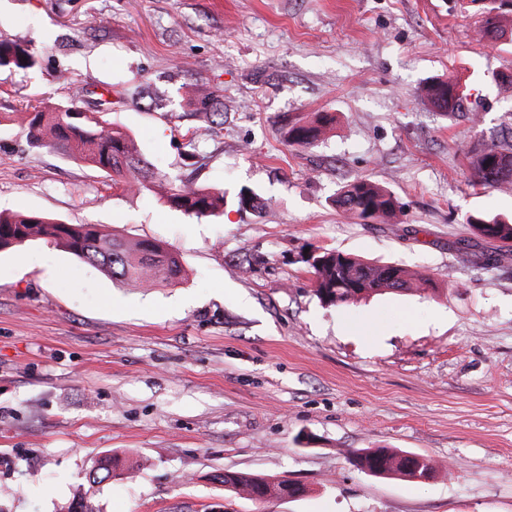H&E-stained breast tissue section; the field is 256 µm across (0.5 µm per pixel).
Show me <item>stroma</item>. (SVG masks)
Returning <instances> with one entry per match:
<instances>
[{"label": "stroma", "mask_w": 512, "mask_h": 512, "mask_svg": "<svg viewBox=\"0 0 512 512\" xmlns=\"http://www.w3.org/2000/svg\"><path fill=\"white\" fill-rule=\"evenodd\" d=\"M470 0H0V210L157 241L186 278L132 288L53 246L0 253V512H67L101 459L99 512H512V253H466L467 215L512 217V189L475 184L474 149L512 129V43L480 37ZM455 74L458 115L423 95ZM218 91L204 126L186 85ZM77 96L161 171L222 189L196 219L159 195L31 148L27 101ZM335 114L323 142L289 123ZM200 137V158L183 155ZM366 177L397 222L342 214ZM249 188L263 212L238 211ZM321 246L431 275L437 292L323 306L302 261ZM383 446L431 459L423 482L348 460ZM287 477L263 505L224 472ZM37 56L21 46L0 42V67L10 66L20 70L33 69L37 65ZM331 118L327 114L318 116L314 124L295 123L288 127V145L309 147L318 140L323 128L330 124Z\"/></svg>", "instance_id": "35a3bbf8"}]
</instances>
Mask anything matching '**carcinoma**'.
I'll return each instance as SVG.
<instances>
[{
    "label": "carcinoma",
    "instance_id": "carcinoma-1",
    "mask_svg": "<svg viewBox=\"0 0 512 512\" xmlns=\"http://www.w3.org/2000/svg\"><path fill=\"white\" fill-rule=\"evenodd\" d=\"M512 0L481 3L480 34L496 41L505 35L499 15ZM37 65L35 52L18 45L0 42V67L29 70ZM426 96L442 109L460 104L463 92L458 81L448 79L429 84ZM185 97L204 122L224 115L223 103L206 86H187ZM31 146L56 149L74 161L90 165L132 191L159 189L161 198L171 207L195 217H209L224 208V191L203 188L154 170L125 132L105 125L101 116L87 118L84 108L72 97L48 106H34L26 113ZM331 118L321 114L313 124L295 123L288 127V145L309 147ZM475 182L489 188H512V140L486 145L477 150L470 161ZM343 214L368 221H392L402 209L398 199L367 179L356 178L344 185L335 200ZM238 209L257 211L262 199L244 189L237 196ZM482 240L497 244L495 250L483 254L487 264H494L503 251H512V220L470 214L466 218ZM43 241L63 248L77 258L100 268L125 285L148 288L171 285L186 278L180 257L162 244L108 233L96 224H68L57 217L40 213L0 212V253L16 250L30 242ZM313 275L315 295L328 307L356 303L381 292L425 293L432 285L427 275L413 274L397 264H375L349 254L320 246L313 247L303 258ZM415 460L419 474L432 478L437 467L421 455L393 451L388 448H353L350 463L373 477L399 478L412 481L416 472L408 468ZM117 460H105L89 474L93 486L106 480ZM284 481L238 472L224 473L225 489L259 504L278 498ZM69 512H96L95 502L86 491L76 495Z\"/></svg>",
    "mask_w": 512,
    "mask_h": 512
}]
</instances>
